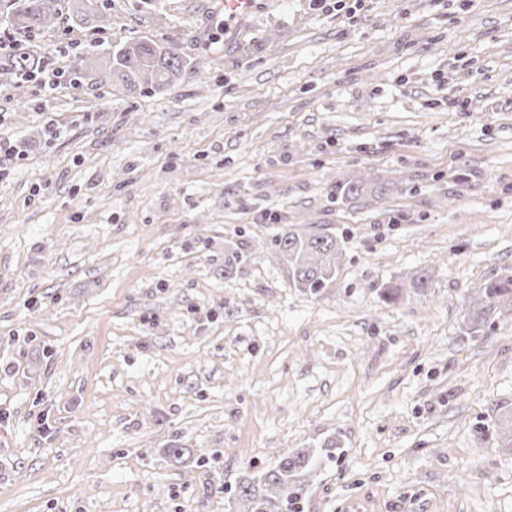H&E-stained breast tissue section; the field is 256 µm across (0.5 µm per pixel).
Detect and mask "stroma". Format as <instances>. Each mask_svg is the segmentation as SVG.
I'll use <instances>...</instances> for the list:
<instances>
[{"label": "stroma", "instance_id": "stroma-1", "mask_svg": "<svg viewBox=\"0 0 512 512\" xmlns=\"http://www.w3.org/2000/svg\"><path fill=\"white\" fill-rule=\"evenodd\" d=\"M139 36L210 63L70 80ZM33 48L67 73L0 85V512H230L298 448L301 512H512V316L462 330L512 265V0H112ZM281 224L343 238L334 287ZM280 226L274 239V254L288 264L293 286L313 296L331 288L342 266L341 238L328 230L308 232L297 224Z\"/></svg>", "mask_w": 512, "mask_h": 512}]
</instances>
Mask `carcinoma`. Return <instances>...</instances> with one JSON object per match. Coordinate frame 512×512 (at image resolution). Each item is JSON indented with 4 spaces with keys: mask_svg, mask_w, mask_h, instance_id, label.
I'll use <instances>...</instances> for the list:
<instances>
[{
    "mask_svg": "<svg viewBox=\"0 0 512 512\" xmlns=\"http://www.w3.org/2000/svg\"><path fill=\"white\" fill-rule=\"evenodd\" d=\"M5 17L0 18L4 30L35 37L51 27L61 12L60 0H10ZM73 20L85 23L97 11V0H70ZM75 68L79 77H90L96 64L105 63L103 78L117 81L135 93L146 88L162 89L195 72V67L181 56L176 44L139 37L109 51L102 57L92 54L79 59ZM46 60L34 52L19 48L9 56L1 69L22 84L40 74ZM274 254L288 264L289 281L304 292L318 296L336 283L342 266L344 242L328 230L308 232L297 224H283L274 239ZM469 296L466 329L478 332L485 322L506 312L512 315V267L484 281ZM312 465L310 453L301 449L285 455L278 464L245 478L232 493L228 507L245 508V512H292L306 489L304 475Z\"/></svg>",
    "mask_w": 512,
    "mask_h": 512,
    "instance_id": "1",
    "label": "carcinoma"
}]
</instances>
